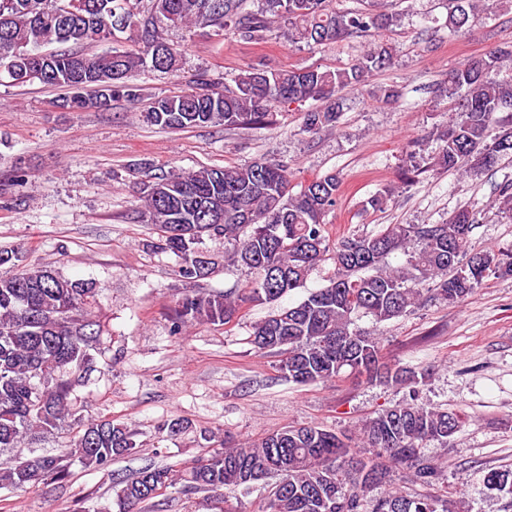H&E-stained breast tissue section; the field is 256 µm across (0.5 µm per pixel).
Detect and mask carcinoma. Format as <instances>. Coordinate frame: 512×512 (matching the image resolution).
<instances>
[{
    "label": "carcinoma",
    "instance_id": "1",
    "mask_svg": "<svg viewBox=\"0 0 512 512\" xmlns=\"http://www.w3.org/2000/svg\"><path fill=\"white\" fill-rule=\"evenodd\" d=\"M332 0H0V73L17 83H40L80 96L76 109L105 108L119 99L138 98L131 79L145 70L169 72L180 51L163 37L159 23L210 28L247 42L261 43L274 25L288 24L293 44L327 46L358 34L388 29L400 15L378 9L337 10ZM447 27L457 33L497 0H453ZM122 31L133 30L135 51L43 52L53 44L80 46L112 36L116 15ZM512 47H498L448 71L439 88L454 105L439 132L438 152L428 169L478 177L512 158V127L493 132L497 117H512ZM393 64L392 48L372 42L343 66H308L279 72L243 69L235 88L214 85L181 95L157 97L143 113L146 122L181 130L204 126L252 129L273 122L283 103L322 102L303 112V131L316 135L336 126L343 110L341 92L366 83L374 72ZM290 171L282 160L260 159L247 165L201 167L159 176L141 188L147 223L161 239L148 244L177 258L179 277L196 281L209 271L204 238L232 244L227 259L250 275L236 297L216 293L187 296L174 310L178 331L193 322L227 324L246 301L277 304L273 314L251 325L249 342L279 357L278 370L300 385L334 382L355 369L369 381L395 386L423 383L429 369L382 361L374 332L353 328L359 315L377 325L405 315L426 300L457 303L490 278L512 275V249L474 250L476 224L468 208L442 224H388L376 235L344 238L334 244L325 235V217L336 206L340 178L331 172L290 191ZM492 205L512 216V181L499 185ZM402 251L403 265L386 263ZM334 265L329 285L301 301H279L304 287L323 261ZM0 448H15L24 434L50 433L77 413L76 388L101 371L92 350L100 341L89 298L93 285L78 286L52 271L25 264L19 250H0ZM463 423L461 415L402 402L378 413L358 429L359 442L317 425L285 426L257 442L234 443L202 456L181 470L149 465L119 481L125 512H141L156 498L155 489L181 485L183 492L223 497L224 488L250 494L268 488L260 512H453L443 494L411 496L397 487L372 501L369 489L390 482L406 466L422 486L436 485L440 470L424 453L430 442L445 444ZM77 431L61 455L18 458L0 469V484L27 491L41 484L65 486L78 463L98 470L137 447L135 433L112 419ZM370 448L364 458L359 448ZM491 491L512 494V470H489Z\"/></svg>",
    "mask_w": 512,
    "mask_h": 512
}]
</instances>
